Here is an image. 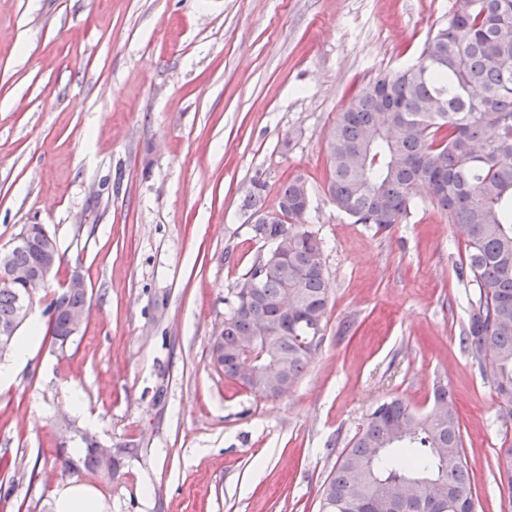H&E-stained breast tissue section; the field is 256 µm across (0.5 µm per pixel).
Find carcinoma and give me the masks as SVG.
Instances as JSON below:
<instances>
[{
    "label": "carcinoma",
    "instance_id": "1",
    "mask_svg": "<svg viewBox=\"0 0 512 512\" xmlns=\"http://www.w3.org/2000/svg\"><path fill=\"white\" fill-rule=\"evenodd\" d=\"M328 153L331 200L355 223H401L422 186L449 222L463 226L466 260L456 277L476 294L460 343L479 368L491 363L497 396L512 406V0H456L417 65L370 81L337 113ZM264 188L262 181L244 198L253 215ZM305 193L292 179L279 199L286 219L253 225L271 248L243 275L224 314V349L260 337V371L241 385L268 398L270 376L282 373L295 385L318 354L324 335L310 323H328L322 245L300 223ZM47 249L62 263L58 247L36 235L11 262L34 269ZM20 290L0 288V326L17 318ZM87 305L86 291L62 289L48 307L58 313L52 345L63 349L57 340L69 333L70 314ZM434 401L425 414L400 397L374 406L324 480L319 512H362L338 510L344 499L370 505L368 512H419L432 495L476 507L453 397L440 386ZM96 448L86 438L83 467L116 476L120 460L106 468ZM394 448L409 451L404 465L389 462Z\"/></svg>",
    "mask_w": 512,
    "mask_h": 512
}]
</instances>
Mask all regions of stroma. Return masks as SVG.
Listing matches in <instances>:
<instances>
[{
  "label": "stroma",
  "instance_id": "obj_1",
  "mask_svg": "<svg viewBox=\"0 0 512 512\" xmlns=\"http://www.w3.org/2000/svg\"><path fill=\"white\" fill-rule=\"evenodd\" d=\"M455 0H0V251L23 225L73 271L90 314L67 351L41 335L0 390V512H55L58 482L111 512H318L321 485L371 407L420 412L446 386L477 512H512L498 452L512 413L459 344L472 287L465 236L419 192L386 230L328 193L336 115L369 80L416 64ZM300 176L322 242L325 339L288 396L226 378L211 338L267 248L265 211ZM77 400L82 410L70 412ZM121 454L117 477L78 467L84 436ZM74 461L65 469V461Z\"/></svg>",
  "mask_w": 512,
  "mask_h": 512
}]
</instances>
